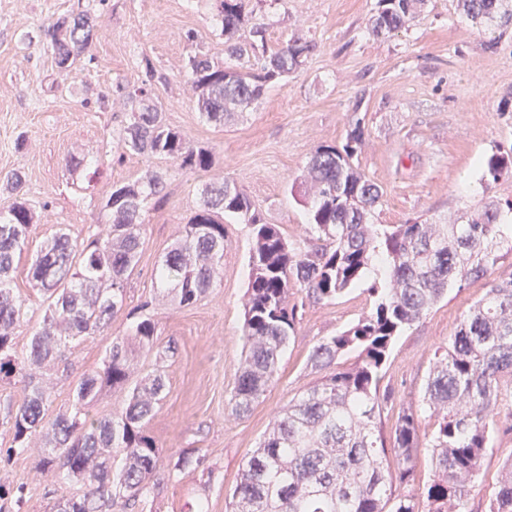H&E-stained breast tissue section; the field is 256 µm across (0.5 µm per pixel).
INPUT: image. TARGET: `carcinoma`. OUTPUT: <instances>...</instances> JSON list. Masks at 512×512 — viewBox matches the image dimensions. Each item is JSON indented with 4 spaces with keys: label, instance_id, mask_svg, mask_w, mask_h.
Wrapping results in <instances>:
<instances>
[{
    "label": "carcinoma",
    "instance_id": "cac0c4a2",
    "mask_svg": "<svg viewBox=\"0 0 512 512\" xmlns=\"http://www.w3.org/2000/svg\"><path fill=\"white\" fill-rule=\"evenodd\" d=\"M215 2L224 54L258 64L224 67L197 53L189 56L196 109L207 122L222 126L243 116L267 85L299 67L314 45L293 39L270 52L264 24L248 9L250 0ZM421 2L379 0L369 33L380 37L401 29ZM458 7L475 25L512 22V0H459ZM100 31L88 11L61 14L44 27L59 75L76 69ZM117 92L134 106L118 139L125 151L165 157L190 171L211 167L210 150L163 122L151 103V83L133 90L120 86ZM362 137L358 120L345 145L321 146L307 163L302 179L313 189L307 248L289 243L246 191L225 179L205 185L197 210L156 269L173 301L193 305L221 281L224 220L248 227L245 354L230 400L231 412L241 416L278 375L295 328L289 292H303L315 302L334 300L360 286L375 264L383 268L381 281L366 288L373 298L370 311L312 351L311 364L326 374L274 416L244 462L230 512H419L418 497L393 498L388 487L395 478L410 481L422 411L438 417L427 443L435 470L421 492L426 512H468L467 496L489 447L488 418L512 391V277L491 278L498 262L512 254V225L505 222L512 201H493L463 224H373L379 189L355 164ZM511 172L512 156L493 154L486 161L484 176L494 182ZM164 185L163 173L153 170L115 185L104 205L107 224L81 240L59 228L40 245L29 274L42 317L28 348L20 351L15 330L27 322L31 296L12 283L15 259L29 244L33 213L21 172L0 182V189L15 197L7 211H0V427L12 435L8 452L21 455L39 447L35 477L80 486L79 493L58 499L52 512H112L120 501L128 506L154 493L160 454L146 426L165 398L166 379L155 368L130 384L135 355L156 346L151 315H141L128 335L113 338L101 364L80 375L69 403L54 415L49 411L52 375L70 344L103 334L123 308L143 248L145 208L151 199L164 200ZM484 278L485 295L463 315L448 350L430 370L421 406L400 411L385 438L379 424L391 393L380 392V383L394 339L448 289ZM350 351L358 352L355 365L336 368V360ZM17 383L22 386L18 399L4 388ZM106 389L122 394V407L100 418L91 404ZM389 450L396 457L393 472L384 465ZM24 490L23 484L0 481V501L9 497L19 508ZM488 512H512V455L503 463Z\"/></svg>",
    "mask_w": 512,
    "mask_h": 512
}]
</instances>
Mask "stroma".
<instances>
[{
  "instance_id": "1",
  "label": "stroma",
  "mask_w": 512,
  "mask_h": 512,
  "mask_svg": "<svg viewBox=\"0 0 512 512\" xmlns=\"http://www.w3.org/2000/svg\"><path fill=\"white\" fill-rule=\"evenodd\" d=\"M269 50L293 39L315 50L277 80L258 103L224 126L205 122L191 100L188 57L202 52L224 63V34L214 0H0V178L18 170L37 226L34 242L58 228L75 238L105 220L113 185L149 170L165 175V200L144 212V245L128 279L125 304L102 336L73 345L76 371L101 363L113 337L124 335L151 301L166 361L167 396L147 431L161 454L158 487L143 512H228L242 465L273 416L321 374L309 356L324 338L348 328L370 308L362 289L332 301L306 303L275 383L251 412L230 411L243 357L248 229L226 224L221 282L187 307L171 302L154 277L162 257L194 214L202 187L229 179L289 240L305 245L307 208L300 186L312 153L343 146L355 123L364 136L355 160L375 183L377 224H445L489 200L512 199V174L483 183V163L512 153V26L487 31L461 13L457 0H426L408 27L386 37L368 31L377 0H254ZM92 10L102 35L73 75L59 76L42 28L63 13ZM195 41H188V34ZM154 77H147L145 63ZM152 82V98L167 125L211 150L206 172L180 170L170 160L125 153L116 141L131 106L116 91ZM97 159L96 168L69 165ZM484 282L449 289L393 343L383 385L392 391L382 426L417 406L430 367L465 311L485 294ZM12 437L0 430V477L26 483L21 512H48L71 485L34 478L36 453L8 455ZM199 467L175 470L181 455ZM512 432L497 427L468 500L487 512Z\"/></svg>"
}]
</instances>
